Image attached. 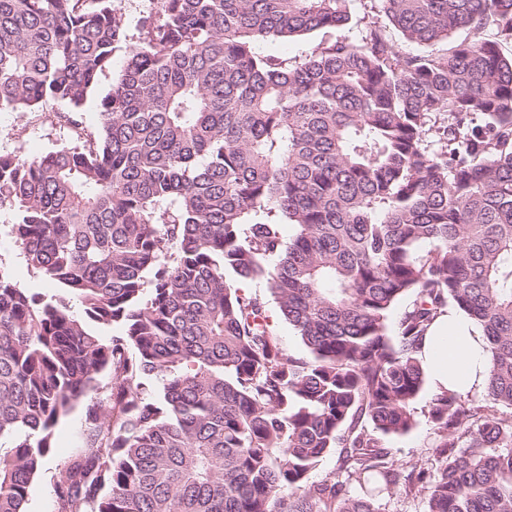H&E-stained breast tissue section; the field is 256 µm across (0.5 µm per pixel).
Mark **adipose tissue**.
Returning a JSON list of instances; mask_svg holds the SVG:
<instances>
[{
    "label": "adipose tissue",
    "mask_w": 512,
    "mask_h": 512,
    "mask_svg": "<svg viewBox=\"0 0 512 512\" xmlns=\"http://www.w3.org/2000/svg\"><path fill=\"white\" fill-rule=\"evenodd\" d=\"M421 356L433 387L476 394L486 386L487 341L481 326L452 309L426 336Z\"/></svg>",
    "instance_id": "obj_1"
}]
</instances>
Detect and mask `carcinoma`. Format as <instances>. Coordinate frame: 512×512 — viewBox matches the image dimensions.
<instances>
[{"label":"carcinoma","instance_id":"carcinoma-1","mask_svg":"<svg viewBox=\"0 0 512 512\" xmlns=\"http://www.w3.org/2000/svg\"><path fill=\"white\" fill-rule=\"evenodd\" d=\"M352 2L154 0L88 128L116 0H0V111L61 102L70 136L0 154L9 235L57 290L0 264V512H27L54 427L93 394L51 512H384L398 492L512 512V418L446 389L436 473L386 446L415 426L417 353L450 306L512 409V0H370L408 43L472 34L444 53L404 55L377 21L290 62L256 51L346 26ZM333 448L338 472L311 479ZM267 314L273 321L277 336L285 351L293 356L303 355L305 353V346L300 337L297 336L292 327L279 316L277 306L272 300L267 303Z\"/></svg>","mask_w":512,"mask_h":512}]
</instances>
